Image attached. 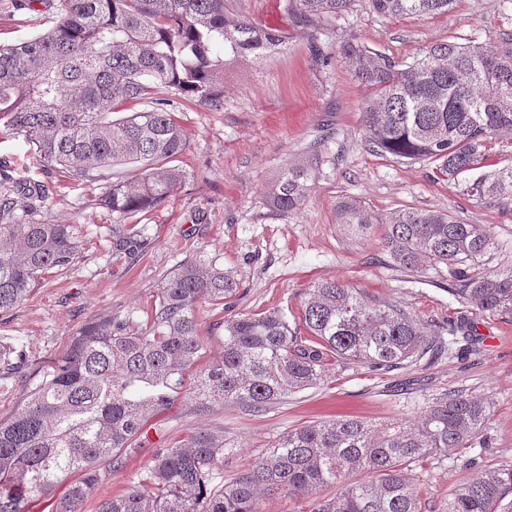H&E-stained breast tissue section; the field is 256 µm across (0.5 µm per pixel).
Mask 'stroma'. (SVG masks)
Here are the masks:
<instances>
[{"mask_svg": "<svg viewBox=\"0 0 512 512\" xmlns=\"http://www.w3.org/2000/svg\"><path fill=\"white\" fill-rule=\"evenodd\" d=\"M282 0H226L233 14L288 33L286 49L263 60L242 59L224 67V107L208 110L172 90L162 91L169 109L189 135L175 164L185 178L160 205L133 214L99 205L109 182L132 181L137 167L107 171L89 183L46 172L23 139L0 135V160L13 179L44 185L46 198L34 203L30 218L45 224H79L87 236L81 258L51 270L34 296L0 315V353L14 371L0 372V417L21 403L29 377L68 346L90 323L108 318L144 324L157 288L189 258L215 261L237 283V312L300 314L305 288L340 279L364 294L400 306L432 329L468 322L477 350L423 358L385 374L351 364L332 370L321 385L300 391L261 412L216 406L191 413L182 401L152 415L144 434L121 467L113 469L81 512H96L101 498L132 488L154 449L192 430L224 433L238 447L219 467L231 478L270 448L288 430L342 416L377 425L414 422L428 399L462 390L488 399L491 416L474 447L413 464L421 489L422 512H445L454 487L472 476L512 467V315L478 310L448 291L447 272H412L395 264L379 235L354 238L336 222V205L345 197L387 218L403 209L449 213L483 224L498 248L492 268L512 266V204L479 201L453 183L430 176L426 163H411L373 150L364 140L369 92L345 65L341 46L357 40L400 60H412L434 43L474 40L512 51V0H457L437 15L384 16L368 0L337 20L334 32L320 37L296 29ZM54 15L46 0H0V44L42 33ZM318 38L323 60L312 58L308 43ZM334 156L301 208L270 209L263 193L285 164L303 152ZM137 236L140 244L118 245ZM411 382L405 394L388 391Z\"/></svg>", "mask_w": 512, "mask_h": 512, "instance_id": "obj_1", "label": "stroma"}]
</instances>
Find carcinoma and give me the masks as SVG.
<instances>
[{
  "mask_svg": "<svg viewBox=\"0 0 512 512\" xmlns=\"http://www.w3.org/2000/svg\"><path fill=\"white\" fill-rule=\"evenodd\" d=\"M354 0H283L296 25L325 31ZM456 0H370L382 15H428ZM54 24L17 44L0 45V132L23 138L46 171L90 182L117 165L138 163L136 183L111 182L101 204L119 214L155 207L182 183L171 165L187 133L159 90L198 105L224 106V64L282 48L285 33L227 11L224 0H54ZM348 68L371 91L366 142L380 152L432 165L434 178L456 181L486 166L490 139L512 135V53L470 40L428 46L410 62L363 43L343 46ZM150 111L118 119L131 104ZM316 153L289 162L267 187L265 204L299 209L323 167ZM480 201L512 202V165L463 183ZM9 192L0 193V314L22 305L54 268L80 258L79 224H38ZM336 221L355 235L381 231L401 267L448 268L450 291L491 313L512 314V268L487 267L496 244L484 224L404 210L386 220L346 197ZM236 284L211 262L189 259L160 283L139 327L97 322L41 368L10 416L0 419V512H26L75 474L54 512H80L101 472L121 464L148 418L188 392L193 412L214 404L259 411L321 384L336 364L391 372L445 351L441 333L411 313L368 297L340 279L307 288L300 322L278 311L224 319V357L200 363L204 305H235ZM491 403L464 391L431 399L414 424L374 425L334 419L292 429L265 455L219 485L216 467L237 446L224 434L194 430L155 450L152 464L126 494L100 500L97 512H261V497L285 491L311 496L336 484L311 512H421L412 464L469 448ZM367 472L371 479L356 475ZM512 468L458 484L446 512H512Z\"/></svg>",
  "mask_w": 512,
  "mask_h": 512,
  "instance_id": "carcinoma-1",
  "label": "carcinoma"
}]
</instances>
